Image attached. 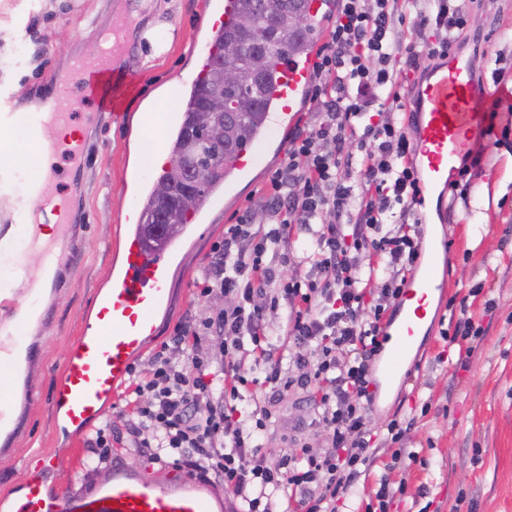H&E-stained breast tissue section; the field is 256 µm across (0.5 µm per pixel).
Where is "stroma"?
<instances>
[{
    "mask_svg": "<svg viewBox=\"0 0 512 512\" xmlns=\"http://www.w3.org/2000/svg\"><path fill=\"white\" fill-rule=\"evenodd\" d=\"M217 0H141V23L161 26L165 50L153 39L138 45L131 65L138 72L134 91L117 119L96 131L85 159L87 192L81 253L69 269V285L55 295L34 341L39 356L28 373L32 397L20 427L0 445V506L25 488L37 472L48 493L62 485L90 493L111 479L112 468H136L156 478L160 465L149 449L123 443L110 458L95 462L91 440L98 430L64 428L57 421L51 392L69 342L95 316L98 292L112 284L121 263L124 216L130 197H145L151 185L134 180L142 129L136 114L147 97L171 81L189 90L203 46L213 32L203 27ZM467 26L459 48L476 63L485 86L498 89L496 127L480 151L469 152L466 168L451 174L445 201L429 212L447 245L441 300L421 341L416 361L403 381L377 380L379 407L372 428L380 446L377 462L342 512H364L380 476L406 481L390 512H512V0H464ZM112 0H0V108L27 111L56 93V73L74 52L89 56L98 45V26ZM310 98L297 102L294 118L272 124L256 167L243 177L228 176L224 191L202 213L193 235L177 236L171 269L170 302L157 319L155 336L134 361L143 369L182 325L194 323L205 307L195 284L212 259L224 229L236 223L257 198L271 170L284 160L289 140L319 121ZM471 320L482 336L446 343L457 322ZM272 422L262 437L268 459L287 448H326L328 435L316 424L305 390H288L269 403ZM399 417L408 428L405 446L419 462L386 471V424Z\"/></svg>",
    "mask_w": 512,
    "mask_h": 512,
    "instance_id": "stroma-1",
    "label": "stroma"
}]
</instances>
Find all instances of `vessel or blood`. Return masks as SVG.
<instances>
[{"label":"vessel or blood","instance_id":"obj_1","mask_svg":"<svg viewBox=\"0 0 512 512\" xmlns=\"http://www.w3.org/2000/svg\"><path fill=\"white\" fill-rule=\"evenodd\" d=\"M129 0H114L112 13L100 29L101 45L94 56L73 55L69 74L57 77L58 93L45 110L23 114L0 111V125L22 122L30 142L43 161L34 180L21 179L6 169L0 178L12 182L18 192L15 217L17 234L0 231V260L10 259L12 282L0 284V388L14 391L26 381L28 364L37 351L27 344L21 330L38 325L49 311L48 302L64 287L59 260L74 251L80 238L81 209L75 202L86 188L83 158L94 146V126L103 118H115L121 103L136 86L137 77L118 64L139 36L127 22ZM271 92L278 103L276 121L291 115L294 102L310 79L307 64L292 62L279 69ZM421 104L416 138L418 167L430 186L448 181V169L484 133L493 98L473 75L465 57L449 54L439 69L418 81ZM89 109L77 113L76 108ZM69 164L66 180H59L56 157ZM132 219L123 246V264L112 276V285L96 299L95 321L86 325L70 343L61 371L54 381L52 403L62 422L83 429L98 420L129 375L156 329L159 312L169 300L172 256L168 250L149 251L138 225L143 211L139 200L128 206ZM54 235L42 239L44 225ZM41 251L44 261L30 270L17 249V241ZM432 272L425 269L401 296L397 313L383 330L388 343L383 373L396 377L430 309ZM16 512H224L222 498L206 483L180 476L150 482L132 468L113 472L110 482L90 495L75 497L68 488L49 496L39 477H32Z\"/></svg>","mask_w":512,"mask_h":512}]
</instances>
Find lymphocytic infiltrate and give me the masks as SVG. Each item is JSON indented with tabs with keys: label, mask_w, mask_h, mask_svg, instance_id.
<instances>
[{
	"label": "lymphocytic infiltrate",
	"mask_w": 512,
	"mask_h": 512,
	"mask_svg": "<svg viewBox=\"0 0 512 512\" xmlns=\"http://www.w3.org/2000/svg\"><path fill=\"white\" fill-rule=\"evenodd\" d=\"M411 36L392 25L401 9ZM465 26L450 0H342L312 64L317 125L297 133L261 196L224 230L196 286L223 309L179 329L131 384L127 434L155 463L221 478L243 512H338L377 460L370 427L373 366L389 318L421 254L419 224H385L391 204L412 214L421 194L414 146L399 114L398 60L446 58ZM433 41H426V33ZM283 316L275 344L269 316ZM214 347L201 352L202 339ZM186 353L178 361V353ZM308 389L329 446L289 449L268 463L260 441L272 414L239 408L250 386Z\"/></svg>",
	"instance_id": "1"
}]
</instances>
